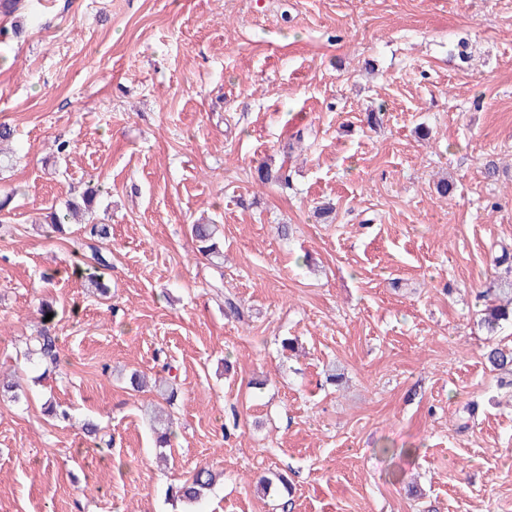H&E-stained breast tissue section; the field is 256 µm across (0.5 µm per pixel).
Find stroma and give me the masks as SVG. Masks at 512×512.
Here are the masks:
<instances>
[{"instance_id": "1", "label": "stroma", "mask_w": 512, "mask_h": 512, "mask_svg": "<svg viewBox=\"0 0 512 512\" xmlns=\"http://www.w3.org/2000/svg\"><path fill=\"white\" fill-rule=\"evenodd\" d=\"M16 22L0 512H285L256 491L280 474L286 512H512V385L484 358L512 326L487 333L476 300L512 255V0H20ZM97 184L106 297L74 270L84 226L41 230ZM202 217L221 265L191 240ZM43 303L55 366L29 351ZM135 371L177 390L164 450ZM87 420L109 448L88 450ZM201 467L215 484L174 499Z\"/></svg>"}]
</instances>
